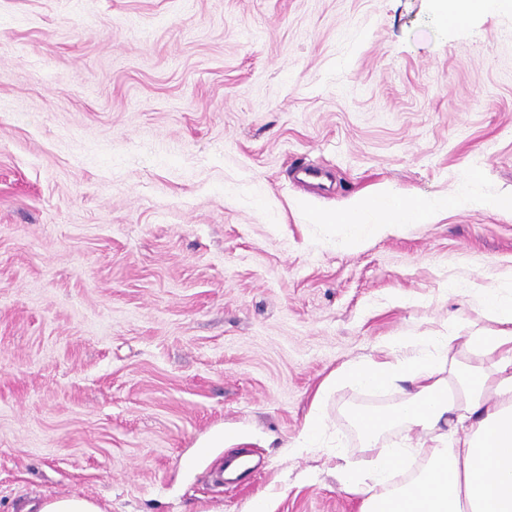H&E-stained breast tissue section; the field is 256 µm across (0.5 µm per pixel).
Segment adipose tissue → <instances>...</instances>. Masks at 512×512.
<instances>
[{
    "instance_id": "ef3b65f1",
    "label": "adipose tissue",
    "mask_w": 512,
    "mask_h": 512,
    "mask_svg": "<svg viewBox=\"0 0 512 512\" xmlns=\"http://www.w3.org/2000/svg\"><path fill=\"white\" fill-rule=\"evenodd\" d=\"M465 199L460 191L448 200L412 203L385 187L335 221L355 244L368 234L432 222L439 210ZM372 213L379 223H367ZM481 315L482 323L452 321L437 336L395 337L384 357L344 369V378L368 392L399 380L413 386L390 411L353 416L367 459L358 468L338 467L337 479L345 491L362 495L361 512H512V294L488 290ZM460 344L472 360L456 357ZM391 426L422 431L434 443L421 472L392 487L387 480L405 452L377 443Z\"/></svg>"
}]
</instances>
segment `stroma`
Masks as SVG:
<instances>
[{
    "label": "stroma",
    "instance_id": "1",
    "mask_svg": "<svg viewBox=\"0 0 512 512\" xmlns=\"http://www.w3.org/2000/svg\"><path fill=\"white\" fill-rule=\"evenodd\" d=\"M324 170V190L292 176ZM475 207L345 244L389 186ZM512 14L439 0H0V512H360L318 389L512 291ZM467 288L459 296L453 284ZM449 4H442L441 17L446 23L462 16L483 12L487 10H510L512 12V1L510 0H448ZM38 512H105V510L94 498L69 495L44 500Z\"/></svg>",
    "mask_w": 512,
    "mask_h": 512
}]
</instances>
